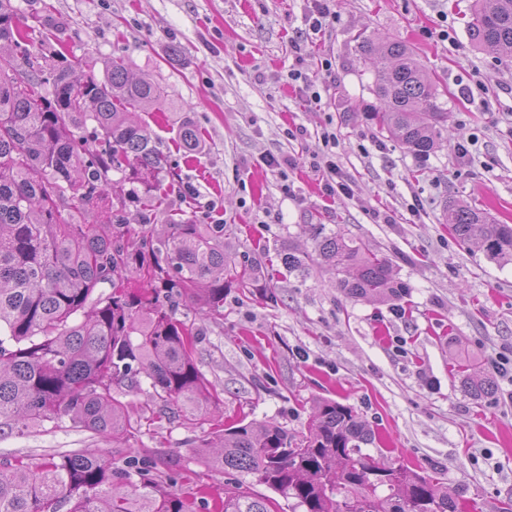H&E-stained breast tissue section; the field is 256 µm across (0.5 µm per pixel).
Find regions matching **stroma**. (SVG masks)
Listing matches in <instances>:
<instances>
[{
    "mask_svg": "<svg viewBox=\"0 0 512 512\" xmlns=\"http://www.w3.org/2000/svg\"><path fill=\"white\" fill-rule=\"evenodd\" d=\"M471 2L330 0L329 23L316 33L311 0H11L20 17L49 15L53 48L82 73L103 77L106 61L121 57L134 76L165 87L142 117L180 176L173 207L199 224L232 225L234 251H265L275 299L226 291L224 320L208 324L198 347L200 370L223 391L224 422L274 420L298 431L314 399H333L374 431L363 451L375 461L440 478L475 512H500L512 500V380L494 376V391L477 399L461 378L493 376L491 359L512 357V263L461 243L443 213L454 198L512 224V55L473 46ZM360 33L410 44L437 81L450 121L434 152L408 151L363 116L374 96ZM294 71L303 81L291 80ZM313 90L320 103L310 102ZM187 121L206 152L181 147ZM268 155L293 165L278 173ZM317 160L335 163L348 193L327 192ZM316 224L387 256L400 299L348 297L319 269L288 273L281 251L312 250ZM208 434L162 418L129 446L177 455L185 477L176 492L206 487L198 512H213L237 476L198 469L194 447ZM79 448L116 461L125 454L65 422L0 438V462Z\"/></svg>",
    "mask_w": 512,
    "mask_h": 512,
    "instance_id": "obj_1",
    "label": "stroma"
}]
</instances>
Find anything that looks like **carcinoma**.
I'll list each match as a JSON object with an SVG mask.
<instances>
[{"mask_svg":"<svg viewBox=\"0 0 512 512\" xmlns=\"http://www.w3.org/2000/svg\"><path fill=\"white\" fill-rule=\"evenodd\" d=\"M29 28L0 0V60L10 59L0 63V438L67 420L126 442L179 403L172 419L193 426L219 398L194 355L206 331L179 318L181 302L201 304L202 319L215 323L230 288L275 297L263 258L230 251L228 224L167 213L174 173L135 119L162 97L159 84L131 77L121 58L105 64L103 80L81 82L63 53L29 48ZM467 30L485 53L512 52V0H474ZM360 49L374 75L367 119L416 155L435 151L450 112L414 48L364 38ZM89 122L87 143L73 130ZM180 141L204 149L189 122ZM132 207L136 229L126 222ZM444 212L461 242L512 262V224L454 199ZM314 241L312 254L283 253L288 272L304 276L318 263L351 298L402 294L389 259L364 243L323 232ZM144 379L163 402L154 417L126 400ZM462 383L477 398L495 388L491 377ZM211 435L195 447L197 464L251 478L214 503L217 512H271L255 484L293 500L292 512H462L439 479L362 453L374 434L335 400L317 401L298 434L240 420L214 424ZM178 465L156 448H137L120 465L85 449L6 461L0 512H196V498L164 490L182 477Z\"/></svg>","mask_w":512,"mask_h":512,"instance_id":"carcinoma-1","label":"carcinoma"}]
</instances>
